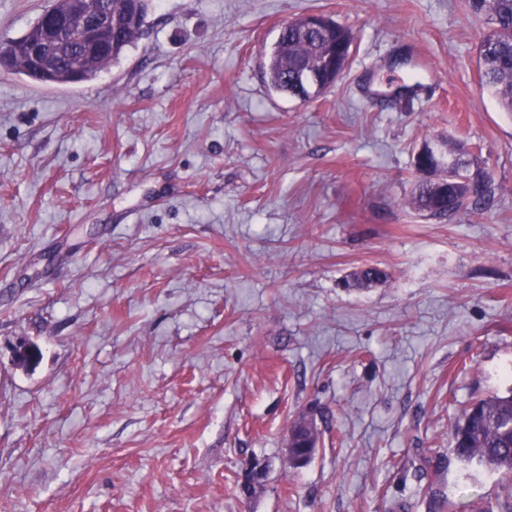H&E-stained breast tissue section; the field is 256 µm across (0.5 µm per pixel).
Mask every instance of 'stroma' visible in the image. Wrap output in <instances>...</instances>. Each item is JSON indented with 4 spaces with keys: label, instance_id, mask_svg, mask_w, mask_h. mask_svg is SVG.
Returning a JSON list of instances; mask_svg holds the SVG:
<instances>
[{
    "label": "stroma",
    "instance_id": "stroma-1",
    "mask_svg": "<svg viewBox=\"0 0 512 512\" xmlns=\"http://www.w3.org/2000/svg\"><path fill=\"white\" fill-rule=\"evenodd\" d=\"M47 5L0 0V44ZM309 13L353 43L303 102L263 64ZM482 29L465 0H152L93 81L0 67V512L496 508L451 438L512 389V112ZM428 140L491 176L484 207H410ZM366 265L387 280L344 288ZM302 431L306 435L307 444L306 448H298V432ZM319 439V431L315 422L302 415L298 416L290 426L286 437V448L295 465L303 466L306 461H309L317 448Z\"/></svg>",
    "mask_w": 512,
    "mask_h": 512
}]
</instances>
